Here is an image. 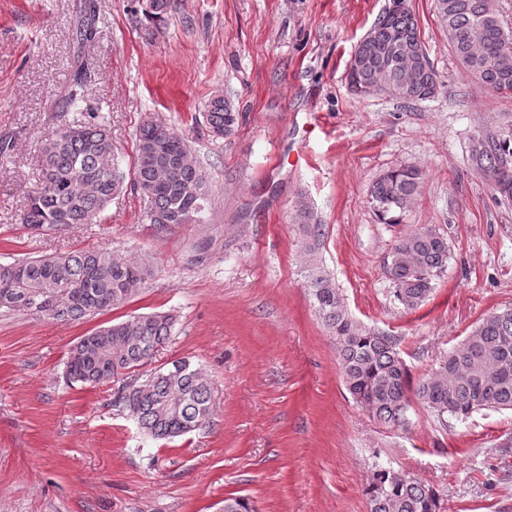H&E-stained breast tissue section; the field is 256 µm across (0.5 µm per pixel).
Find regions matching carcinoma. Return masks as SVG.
<instances>
[{
    "mask_svg": "<svg viewBox=\"0 0 512 512\" xmlns=\"http://www.w3.org/2000/svg\"><path fill=\"white\" fill-rule=\"evenodd\" d=\"M174 0H150L149 18L160 21ZM435 13L463 73L484 88L512 92V50L503 52L512 28L504 25L494 0H434ZM96 0H79L74 40L76 51L59 111L75 112L42 141L40 184L29 195L21 223L39 233L65 231L77 224H97L127 186L145 195L147 220L160 230L198 217L208 196V174L188 155V144L169 125L148 120L136 133L133 171L114 156L105 118L90 112L84 49L97 39ZM356 86L382 84L384 94L404 103L434 97L439 90L417 23L405 8L388 10L373 26L370 39L355 46L347 72ZM217 138L232 134L239 113L221 95L204 112ZM472 148V166L494 191L512 199V135L488 134ZM132 183L126 184L127 176ZM425 174L417 167L390 169L372 183L370 196L378 214L397 224L392 212L404 213L419 195ZM295 222L309 240L321 227L312 223L303 203ZM448 239L423 225L396 241L386 261L396 297L407 309L420 306L448 265ZM145 269L107 249L72 252L0 263V310L28 311L62 321H79L118 308L136 296ZM318 315L336 340L338 362L350 393L383 424L408 425L411 399L438 417L465 419L473 412L512 409V309L483 317L469 336L452 348L425 380L411 384L409 369L396 349L395 338L359 327L344 309L335 283L323 274L309 284ZM171 313L131 316L102 326L70 349L66 377L83 387H99L143 366L173 335ZM211 384L197 373L171 367L149 374L126 387L115 405L155 440H172L208 426L213 416ZM370 512H438L439 497L431 487L407 473L374 470L366 486Z\"/></svg>",
    "mask_w": 512,
    "mask_h": 512,
    "instance_id": "obj_1",
    "label": "carcinoma"
}]
</instances>
